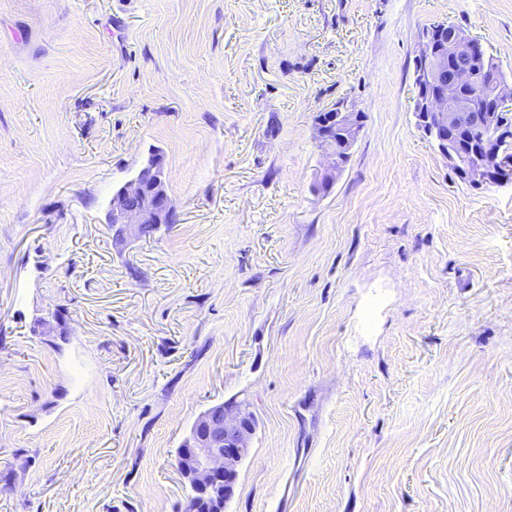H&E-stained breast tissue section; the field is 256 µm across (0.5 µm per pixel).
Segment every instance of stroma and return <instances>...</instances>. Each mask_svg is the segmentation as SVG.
<instances>
[{
	"label": "stroma",
	"instance_id": "obj_1",
	"mask_svg": "<svg viewBox=\"0 0 512 512\" xmlns=\"http://www.w3.org/2000/svg\"><path fill=\"white\" fill-rule=\"evenodd\" d=\"M439 21L512 75V0H0V512H180L225 402L224 512H512V183L417 126ZM154 151L176 222L114 244ZM330 122H336V130L343 129L346 131L348 136L344 140V145L349 144V148H352L362 130V114L338 110L332 115ZM329 123L317 122V138L327 163L321 179V186L324 189H328L333 185L336 174L343 169L345 164V154L341 153L337 148L335 150L329 144L327 127ZM255 432L252 413L241 404L222 403L204 412L179 449L181 472L191 489V506L183 512H218L212 499L204 500L223 487L224 503L231 499L238 478L237 467L248 454Z\"/></svg>",
	"mask_w": 512,
	"mask_h": 512
}]
</instances>
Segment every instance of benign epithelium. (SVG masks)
I'll return each mask as SVG.
<instances>
[{
  "label": "benign epithelium",
  "mask_w": 512,
  "mask_h": 512,
  "mask_svg": "<svg viewBox=\"0 0 512 512\" xmlns=\"http://www.w3.org/2000/svg\"><path fill=\"white\" fill-rule=\"evenodd\" d=\"M431 31L435 41L420 40L413 60L419 89L415 111L420 113L425 133L436 141L441 154L457 165L472 187L480 188L493 174L499 158L489 147L476 154L473 161L457 152L454 135L472 121L473 112L451 101L449 90L485 81L494 87L496 101L504 107L512 103V85L482 65L486 47L463 29L456 28L450 33L448 22L441 21L433 24ZM332 121L336 128L346 131L344 143L354 145L362 130V114L339 110L332 115ZM317 138L326 159L321 186L328 189L344 167L345 154L330 146L326 123H317ZM173 223L164 178L155 181L149 195L144 193L139 180L131 179L112 196L107 224L117 242L142 235L148 224ZM254 432V417L240 404L222 403L204 412L179 449L181 472L191 495L207 496L221 488L224 500L231 499L238 478L237 467L249 452Z\"/></svg>",
  "instance_id": "benign-epithelium-1"
}]
</instances>
